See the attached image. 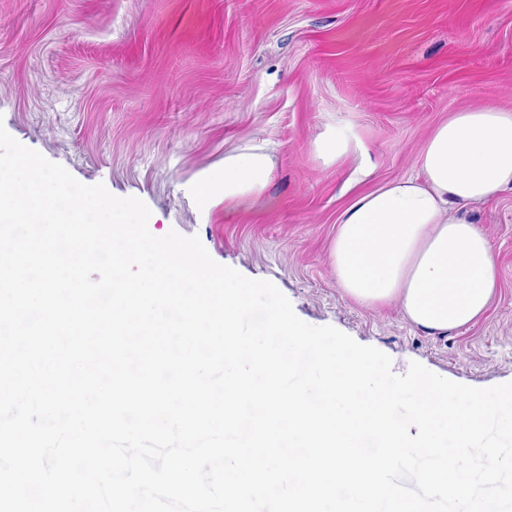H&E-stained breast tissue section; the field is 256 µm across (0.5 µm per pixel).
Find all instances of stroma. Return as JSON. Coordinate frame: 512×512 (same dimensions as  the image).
<instances>
[{"label": "stroma", "instance_id": "stroma-1", "mask_svg": "<svg viewBox=\"0 0 512 512\" xmlns=\"http://www.w3.org/2000/svg\"><path fill=\"white\" fill-rule=\"evenodd\" d=\"M512 109V0H0V123L86 185L136 197L154 228L274 283L296 315L478 388L512 382V188L463 215L491 240L499 290L473 325L430 337L342 297L327 250L362 192L414 174L451 112ZM351 123L374 164H322ZM274 163L264 194L206 209L193 187L233 148ZM361 148V141L354 128L345 121H333L314 140L311 149L323 164H331L354 155Z\"/></svg>", "mask_w": 512, "mask_h": 512}]
</instances>
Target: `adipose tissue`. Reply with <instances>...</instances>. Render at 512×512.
<instances>
[{"label":"adipose tissue","instance_id":"ef3b65f1","mask_svg":"<svg viewBox=\"0 0 512 512\" xmlns=\"http://www.w3.org/2000/svg\"><path fill=\"white\" fill-rule=\"evenodd\" d=\"M360 148L357 132L339 120L311 146L326 165ZM273 170L261 147H238L196 184L195 195L233 210L259 198ZM510 186L512 110L454 112L428 137L414 174L358 195L341 214L328 262L342 294L368 307L396 306L431 337L469 326L492 302L497 265L489 239L460 212Z\"/></svg>","mask_w":512,"mask_h":512}]
</instances>
